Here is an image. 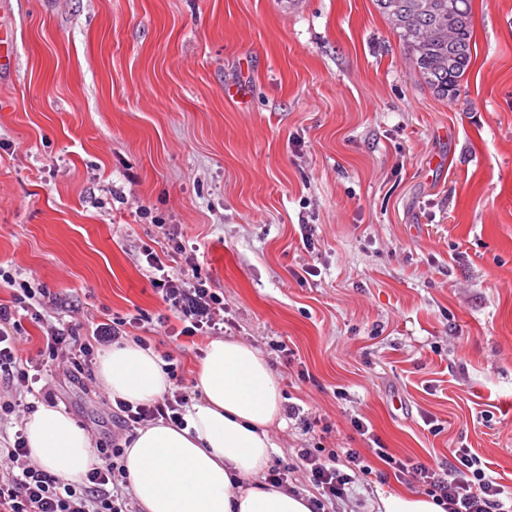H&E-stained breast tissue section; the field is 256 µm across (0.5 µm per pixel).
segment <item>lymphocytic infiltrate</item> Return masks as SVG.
Listing matches in <instances>:
<instances>
[{"instance_id":"f902f5d3","label":"lymphocytic infiltrate","mask_w":512,"mask_h":512,"mask_svg":"<svg viewBox=\"0 0 512 512\" xmlns=\"http://www.w3.org/2000/svg\"><path fill=\"white\" fill-rule=\"evenodd\" d=\"M169 253L149 252L147 262L159 274L154 284L163 302L181 323L180 336L194 338L218 330L224 322V299L201 280L166 274ZM0 283L12 291V302L0 304V380L29 388L39 385L44 401H51L44 386L45 371L61 368L76 376L90 370L99 347L123 343L127 338L121 321L97 324L92 339H83L81 323L63 327L48 326L45 345L37 357L25 355L19 335L22 317L44 322V296L38 295L28 281H17L10 273L0 274ZM188 397L184 389L167 392L150 404H132L116 400L112 416L121 431L135 429L160 420L183 425ZM95 461L84 477L65 479L44 470L29 456L23 430H16L12 441L0 445V512H136L128 493V474L124 448L120 442L94 450ZM376 456L398 472L408 483L425 487L428 495L446 505L447 512H512V495L494 478L487 476L481 458L470 449L459 448L448 467L408 464L390 455L386 448ZM305 470L313 485L328 498H338L368 468L357 449L338 452L333 448H301L294 463H280L267 473L271 485L287 482L292 468Z\"/></svg>"}]
</instances>
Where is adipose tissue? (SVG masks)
Instances as JSON below:
<instances>
[{
  "mask_svg": "<svg viewBox=\"0 0 512 512\" xmlns=\"http://www.w3.org/2000/svg\"><path fill=\"white\" fill-rule=\"evenodd\" d=\"M97 371L110 397L131 403L161 399L172 386L158 356L133 343L102 350ZM194 385L200 400L187 410L184 426L138 429L125 447L142 512H314L309 496L262 480L275 452L269 428L285 398L259 350L235 339L211 340ZM25 434L32 459L52 474L73 479L94 460L85 427L59 408L39 404Z\"/></svg>",
  "mask_w": 512,
  "mask_h": 512,
  "instance_id": "obj_1",
  "label": "adipose tissue"
}]
</instances>
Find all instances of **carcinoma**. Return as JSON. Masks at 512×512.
<instances>
[{
	"label": "carcinoma",
	"instance_id": "obj_1",
	"mask_svg": "<svg viewBox=\"0 0 512 512\" xmlns=\"http://www.w3.org/2000/svg\"><path fill=\"white\" fill-rule=\"evenodd\" d=\"M425 83L440 97L460 95L472 61V0H375Z\"/></svg>",
	"mask_w": 512,
	"mask_h": 512
}]
</instances>
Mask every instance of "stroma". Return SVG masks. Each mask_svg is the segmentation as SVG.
<instances>
[{"label":"stroma","mask_w":512,"mask_h":512,"mask_svg":"<svg viewBox=\"0 0 512 512\" xmlns=\"http://www.w3.org/2000/svg\"><path fill=\"white\" fill-rule=\"evenodd\" d=\"M472 13L449 101L374 0H0V269L84 335L127 322L189 386L207 340L171 339L144 256L185 245L175 272L223 294L225 336L300 409L274 461L321 444L370 466L325 512L421 493L377 443L470 449L512 492V0ZM50 385L111 444L98 375Z\"/></svg>","instance_id":"stroma-1"}]
</instances>
